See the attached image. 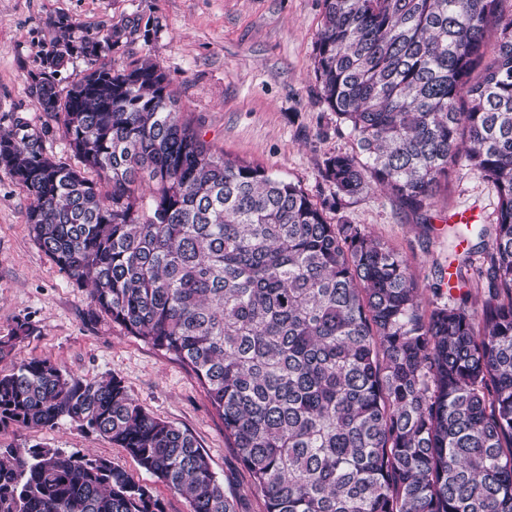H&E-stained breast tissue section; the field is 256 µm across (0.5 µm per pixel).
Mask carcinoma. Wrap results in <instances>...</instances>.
<instances>
[{"instance_id": "obj_1", "label": "carcinoma", "mask_w": 512, "mask_h": 512, "mask_svg": "<svg viewBox=\"0 0 512 512\" xmlns=\"http://www.w3.org/2000/svg\"><path fill=\"white\" fill-rule=\"evenodd\" d=\"M61 28L32 90L77 159L0 128L39 248L108 320L180 362L224 421L265 512H512V0H324L313 71L352 150L318 200L213 150L150 59L103 62L139 31ZM81 57L66 92L57 76ZM458 167L497 195L482 262L428 301L400 252L340 201L375 187L422 215ZM19 318L0 361L32 336ZM68 418L124 449L190 512H238L194 436L115 375L46 358L0 371V430ZM0 512H164L102 457L0 451Z\"/></svg>"}]
</instances>
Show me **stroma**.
Instances as JSON below:
<instances>
[{"label":"stroma","instance_id":"obj_1","mask_svg":"<svg viewBox=\"0 0 512 512\" xmlns=\"http://www.w3.org/2000/svg\"><path fill=\"white\" fill-rule=\"evenodd\" d=\"M322 15L323 0H0V127L23 118L42 131L50 155L73 162L31 91V76L59 26L94 34L136 16L141 34L113 50V66L150 55L170 74L182 112L213 149L287 177L316 197L330 196L320 176L324 162L350 151L352 142L321 100L313 73ZM29 204L25 190L0 172V335L23 317L34 327L15 359L47 358L78 376L122 378L146 411L190 431L218 478L239 488V512H264L195 376L120 326L89 321L85 290L73 286L33 240L25 222ZM496 209L493 187L462 169L439 189L425 216L376 188L345 199L338 214L396 248L426 290L438 266L453 261L456 233L477 244L475 225L494 223ZM466 210L473 228L451 223V215ZM35 443L106 458L151 487L165 512H189L183 497L122 448L69 420L52 429L0 431L2 446Z\"/></svg>","mask_w":512,"mask_h":512}]
</instances>
